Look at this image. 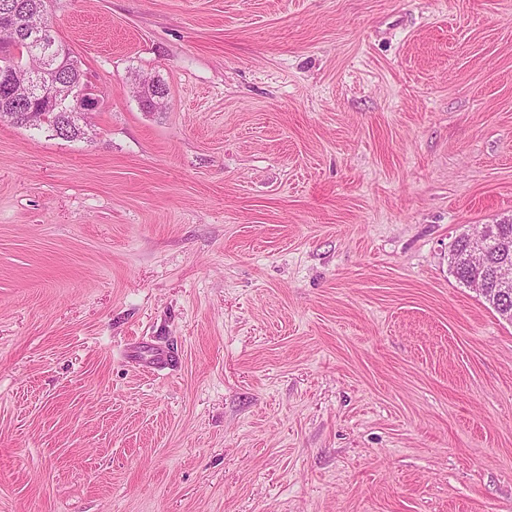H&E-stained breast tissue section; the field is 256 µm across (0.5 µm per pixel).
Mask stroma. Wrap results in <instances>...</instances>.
I'll use <instances>...</instances> for the list:
<instances>
[{"label":"stroma","instance_id":"35a3bbf8","mask_svg":"<svg viewBox=\"0 0 512 512\" xmlns=\"http://www.w3.org/2000/svg\"><path fill=\"white\" fill-rule=\"evenodd\" d=\"M46 9L100 107L0 122V512H512L450 266L512 220V0Z\"/></svg>","mask_w":512,"mask_h":512}]
</instances>
